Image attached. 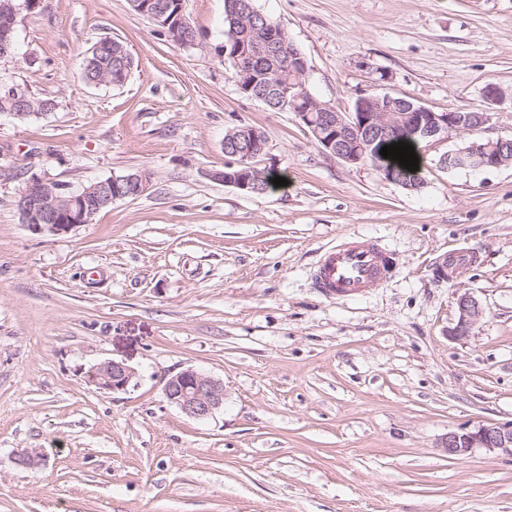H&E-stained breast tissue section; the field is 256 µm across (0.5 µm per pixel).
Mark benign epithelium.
<instances>
[{
    "instance_id": "1",
    "label": "benign epithelium",
    "mask_w": 512,
    "mask_h": 512,
    "mask_svg": "<svg viewBox=\"0 0 512 512\" xmlns=\"http://www.w3.org/2000/svg\"><path fill=\"white\" fill-rule=\"evenodd\" d=\"M136 11L149 17L152 22L169 31L170 38L178 43H195L192 26L183 8L176 9L172 16L167 11L156 10L153 0H133ZM36 0H5L0 4V59L14 52V36L17 18L24 11L35 8ZM280 96L290 100L291 111L308 129L315 143L322 151L348 164L363 161L366 144L374 137L392 131L422 130L436 138L450 130L468 131L470 127H482L487 121L483 114L464 117L458 112H435L421 107L415 112H384L371 99L359 97L354 111L335 112L326 109L315 111L316 101L306 96V87L301 82L278 85ZM19 108L10 113L13 118L23 121L28 116L26 109L31 103L29 90L19 84L7 88ZM267 139L258 128H250V135L244 149L224 141V153L236 158L216 174L225 185L250 195L260 192L243 165L266 153ZM512 163V141L497 139L472 141L467 146L445 154L441 164L450 169L482 168L494 169ZM152 185L151 173L147 170L114 176L86 185L76 191L64 192L62 186L49 178L34 175L20 192L18 202L22 221L35 231L51 233L67 232L81 225L90 224L100 212L124 199H136L145 194ZM459 319L451 329L454 339L466 338L474 325L483 317L480 302L467 293L458 298ZM136 378L133 368L122 361L107 360L94 366L88 374L92 384L106 390L124 391ZM163 392L168 402L185 415L203 419L211 416L224 406V384L194 369H183L163 380ZM442 448L450 459L464 460L474 448L489 451L500 450L512 456V421L488 423L475 428L460 426L448 432Z\"/></svg>"
}]
</instances>
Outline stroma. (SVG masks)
<instances>
[{"mask_svg": "<svg viewBox=\"0 0 512 512\" xmlns=\"http://www.w3.org/2000/svg\"><path fill=\"white\" fill-rule=\"evenodd\" d=\"M255 5L303 52L317 101L349 112L390 94L486 123L421 143L411 191L240 92L224 0H188L193 46L130 0H39L0 60V82L53 103L23 122L0 114V512H512V456L441 447L459 426L512 421V164H439L512 139V0ZM105 36L134 56L124 86L77 75ZM240 125L264 132L259 164L286 185L246 195L216 180ZM137 170L150 189L92 223L21 222L31 175L71 191ZM349 234L379 238L395 263L365 297H324L320 251ZM457 248L475 263L439 280ZM464 293L485 313L457 340ZM112 358L137 371L127 390L88 380ZM186 368L224 384L208 418L163 394ZM31 449L43 465L19 464Z\"/></svg>", "mask_w": 512, "mask_h": 512, "instance_id": "1", "label": "stroma"}]
</instances>
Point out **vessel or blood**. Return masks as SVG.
Masks as SVG:
<instances>
[{"label":"vessel or blood","mask_w":512,"mask_h":512,"mask_svg":"<svg viewBox=\"0 0 512 512\" xmlns=\"http://www.w3.org/2000/svg\"><path fill=\"white\" fill-rule=\"evenodd\" d=\"M394 257L378 239L347 238L322 255L312 279L320 292L339 298H356L379 288Z\"/></svg>","instance_id":"obj_1"}]
</instances>
